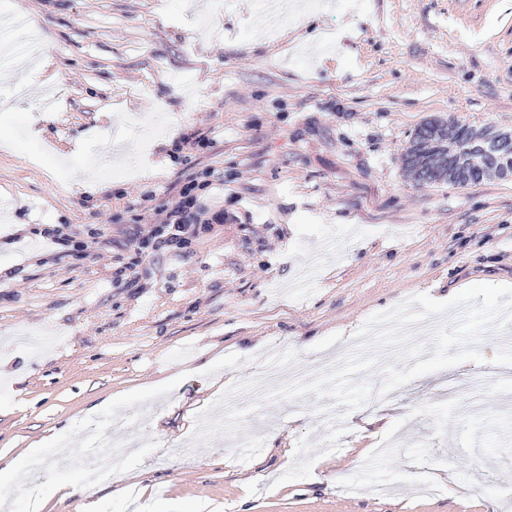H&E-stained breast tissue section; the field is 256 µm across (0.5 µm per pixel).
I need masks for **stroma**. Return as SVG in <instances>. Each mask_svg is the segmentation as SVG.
<instances>
[{"label": "stroma", "mask_w": 512, "mask_h": 512, "mask_svg": "<svg viewBox=\"0 0 512 512\" xmlns=\"http://www.w3.org/2000/svg\"><path fill=\"white\" fill-rule=\"evenodd\" d=\"M350 2L269 41L252 0H0L29 18L0 28V455L68 484L0 512H512V179L402 162L431 118L512 130V0ZM31 42L49 108L15 93ZM209 168L223 223L140 248V201ZM116 416L136 451L85 488L81 432Z\"/></svg>", "instance_id": "35a3bbf8"}]
</instances>
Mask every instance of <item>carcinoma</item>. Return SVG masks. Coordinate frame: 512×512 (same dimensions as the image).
Masks as SVG:
<instances>
[{
    "mask_svg": "<svg viewBox=\"0 0 512 512\" xmlns=\"http://www.w3.org/2000/svg\"><path fill=\"white\" fill-rule=\"evenodd\" d=\"M435 122L436 119L431 118L419 124L414 129L404 153L405 172L418 186L448 183V180L441 179L436 174V163L441 153L426 148L434 136ZM485 130L488 141L478 146L471 143V125L458 122L457 161L463 173L452 185H476L488 179L490 167H512V131L503 130L494 124L485 125Z\"/></svg>",
    "mask_w": 512,
    "mask_h": 512,
    "instance_id": "cac0c4a2",
    "label": "carcinoma"
}]
</instances>
